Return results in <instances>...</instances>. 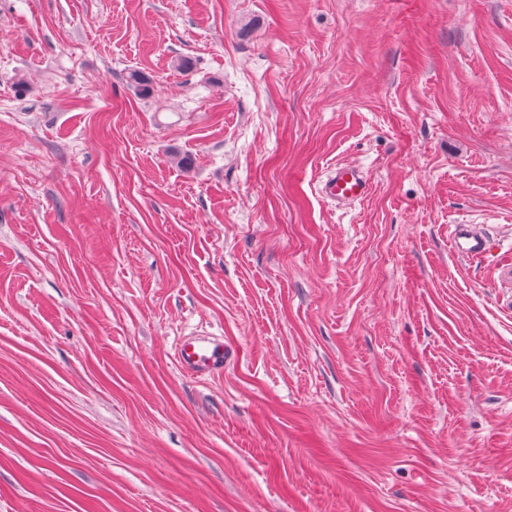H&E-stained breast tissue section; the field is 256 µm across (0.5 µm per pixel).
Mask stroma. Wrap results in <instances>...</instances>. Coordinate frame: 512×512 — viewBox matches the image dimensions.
<instances>
[{"label": "stroma", "mask_w": 512, "mask_h": 512, "mask_svg": "<svg viewBox=\"0 0 512 512\" xmlns=\"http://www.w3.org/2000/svg\"><path fill=\"white\" fill-rule=\"evenodd\" d=\"M506 266L512 0H0V512H512ZM371 190L369 176L360 169L333 167L330 169L321 193L336 205L351 204L365 199ZM450 241L452 251L467 258L483 257L491 252L493 244L484 234L473 230L470 224H458ZM235 355L231 344L219 338L189 336L179 344L176 362L180 369L195 377H206L224 370V364Z\"/></svg>", "instance_id": "1"}]
</instances>
